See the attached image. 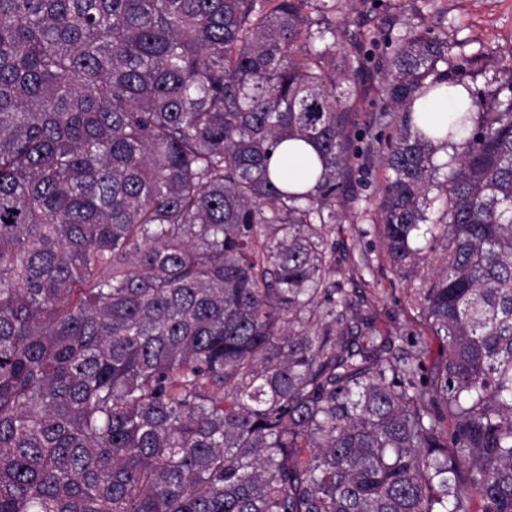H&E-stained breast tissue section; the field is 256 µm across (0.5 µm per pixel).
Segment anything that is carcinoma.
<instances>
[{"label":"carcinoma","mask_w":512,"mask_h":512,"mask_svg":"<svg viewBox=\"0 0 512 512\" xmlns=\"http://www.w3.org/2000/svg\"><path fill=\"white\" fill-rule=\"evenodd\" d=\"M351 2L0 0V512H512V57L346 48ZM375 157L358 233L441 252L427 336L358 310L370 255L330 280ZM443 94L425 100L423 98L414 103L416 121L424 126L448 125L451 114L457 111L460 106L468 105L469 90L465 86H449ZM445 89V90H446ZM420 114L421 117H420ZM300 147V150H294ZM314 156L313 149L303 142H288V181H300L303 174L302 163ZM385 170L379 158H375L368 167L367 174L361 181H354L349 189L351 193L358 198L356 208L360 209L365 207L367 202L365 200H373L375 192L381 187Z\"/></svg>","instance_id":"cac0c4a2"}]
</instances>
